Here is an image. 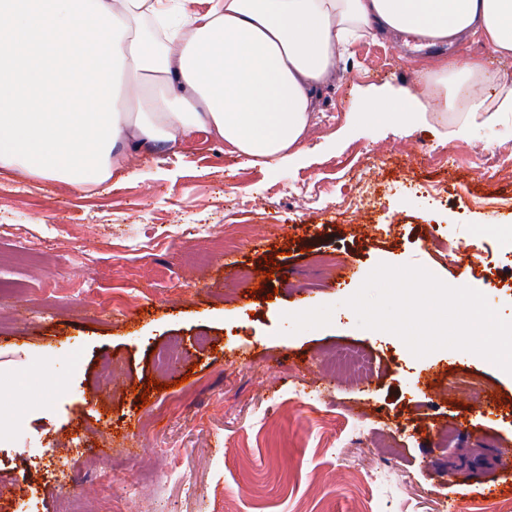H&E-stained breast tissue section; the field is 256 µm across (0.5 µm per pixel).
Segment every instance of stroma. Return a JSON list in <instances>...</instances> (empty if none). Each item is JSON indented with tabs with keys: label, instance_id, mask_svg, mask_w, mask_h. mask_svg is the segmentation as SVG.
I'll list each match as a JSON object with an SVG mask.
<instances>
[{
	"label": "stroma",
	"instance_id": "obj_1",
	"mask_svg": "<svg viewBox=\"0 0 512 512\" xmlns=\"http://www.w3.org/2000/svg\"><path fill=\"white\" fill-rule=\"evenodd\" d=\"M444 57L481 60L512 86V57L478 41L365 38L322 90L292 165L270 168L201 131L131 153L138 175L117 187L0 173L10 289L0 408L33 404L23 428L0 436V512L31 498L61 512L75 494L84 512L116 501L124 512H498L512 502L510 491L480 494L512 464V374L462 350L415 357L345 305L378 264H411L512 319V294L486 277L512 282V250L471 237L480 224L512 225V112L463 137L431 97L416 126L356 122L371 98L403 96L419 63ZM423 183L448 192H410ZM366 189L370 202L355 207ZM432 225L453 253L423 241ZM320 254L338 256L336 278L318 272ZM228 261L252 269L251 300L227 287ZM301 279L314 289H295ZM174 342L180 361L159 373L155 354ZM345 351L366 355L364 379L320 372ZM458 375L475 396L448 395ZM151 378L166 388L140 404L133 389ZM444 426L455 435L442 444ZM72 449L82 489L33 467ZM104 467L108 490L94 481Z\"/></svg>",
	"mask_w": 512,
	"mask_h": 512
}]
</instances>
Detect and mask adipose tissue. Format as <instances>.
<instances>
[{
	"label": "adipose tissue",
	"instance_id": "ef3b65f1",
	"mask_svg": "<svg viewBox=\"0 0 512 512\" xmlns=\"http://www.w3.org/2000/svg\"><path fill=\"white\" fill-rule=\"evenodd\" d=\"M396 32L512 57V0H0V172L81 191L131 178L128 151L214 133L241 155L280 165L304 141L316 95L353 42ZM164 79L158 112H131ZM492 83L480 60L419 68L400 98L363 119L420 121L422 95L456 74Z\"/></svg>",
	"mask_w": 512,
	"mask_h": 512
}]
</instances>
